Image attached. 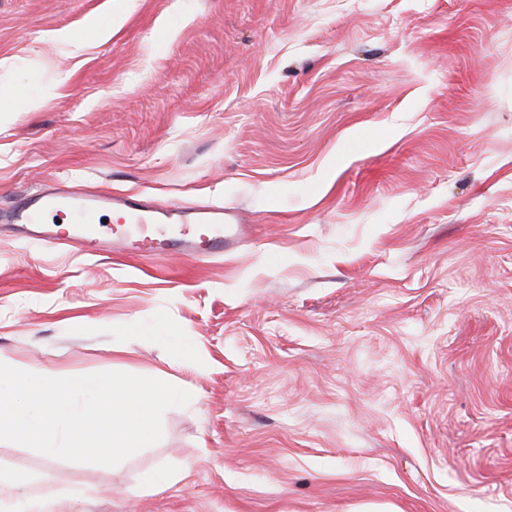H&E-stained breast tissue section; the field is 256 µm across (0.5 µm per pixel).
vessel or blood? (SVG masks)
I'll list each match as a JSON object with an SVG mask.
<instances>
[{
    "label": "vessel or blood",
    "mask_w": 512,
    "mask_h": 512,
    "mask_svg": "<svg viewBox=\"0 0 512 512\" xmlns=\"http://www.w3.org/2000/svg\"><path fill=\"white\" fill-rule=\"evenodd\" d=\"M106 214L116 217V224H102ZM5 221L26 243L76 244L96 256L133 259L173 252L196 260L218 258L244 232L234 213L220 204L163 202L64 185L20 198Z\"/></svg>",
    "instance_id": "obj_1"
}]
</instances>
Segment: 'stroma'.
I'll return each instance as SVG.
<instances>
[{
  "mask_svg": "<svg viewBox=\"0 0 512 512\" xmlns=\"http://www.w3.org/2000/svg\"><path fill=\"white\" fill-rule=\"evenodd\" d=\"M52 183L248 232L143 264L0 223V363L192 395L109 470L0 445V512H512V0H0V213Z\"/></svg>",
  "mask_w": 512,
  "mask_h": 512,
  "instance_id": "obj_1",
  "label": "stroma"
}]
</instances>
